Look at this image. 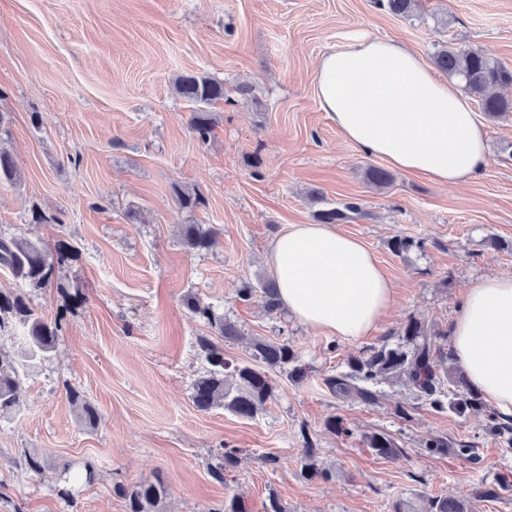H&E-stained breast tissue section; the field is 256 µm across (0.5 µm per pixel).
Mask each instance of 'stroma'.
Listing matches in <instances>:
<instances>
[{
	"label": "stroma",
	"instance_id": "1",
	"mask_svg": "<svg viewBox=\"0 0 512 512\" xmlns=\"http://www.w3.org/2000/svg\"><path fill=\"white\" fill-rule=\"evenodd\" d=\"M361 37L397 38L427 62L443 45L480 47L512 67V0H418L407 17L378 0H0V148L21 174L0 184V238L70 247L43 288L0 265V290L63 320L55 352L22 378L21 407L0 418V512H127L119 487L157 480L162 512H222L234 495L265 512L272 494L286 512H418L430 494L512 512V488L480 494L512 484V449L485 418L435 411L399 384L384 385L377 405L324 384L350 356L396 344L409 319L450 330L471 283L512 273V252L490 244L512 242V118L485 120L488 162L467 184L397 170L387 187L371 186L365 170L382 159L345 140L314 94L320 56ZM186 73L224 84L204 141L191 129L195 105L174 90ZM183 193L204 205L181 209ZM344 202L366 215L338 232L364 242L395 287L360 342L268 311L258 290L272 276V240ZM184 224L215 228L214 244L183 247ZM396 237L423 247L394 254ZM248 283L253 298L238 300ZM75 289L85 303L70 301ZM190 295L240 330L225 359L249 365L253 338L286 341L304 377L271 370L274 394L250 419L199 411L192 388L209 366L198 340L217 333L187 310ZM73 390L96 408L95 428L70 403ZM399 404L411 420L395 415ZM374 432L390 434L398 455L367 448ZM435 436L474 441V459L428 452ZM227 445L240 455L220 481L210 466ZM308 445L312 479L301 473ZM33 453L36 473L24 468Z\"/></svg>",
	"mask_w": 512,
	"mask_h": 512
}]
</instances>
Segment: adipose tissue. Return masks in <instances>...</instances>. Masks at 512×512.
Here are the masks:
<instances>
[{
    "mask_svg": "<svg viewBox=\"0 0 512 512\" xmlns=\"http://www.w3.org/2000/svg\"><path fill=\"white\" fill-rule=\"evenodd\" d=\"M314 93L347 141L394 169L460 185L486 166L485 134L469 99L397 40L362 38L330 49L319 60ZM269 262L280 305L326 336H371L394 301L376 256L325 224L292 225L273 239ZM450 349L470 385L512 418V275L467 288Z\"/></svg>",
    "mask_w": 512,
    "mask_h": 512,
    "instance_id": "1",
    "label": "adipose tissue"
}]
</instances>
